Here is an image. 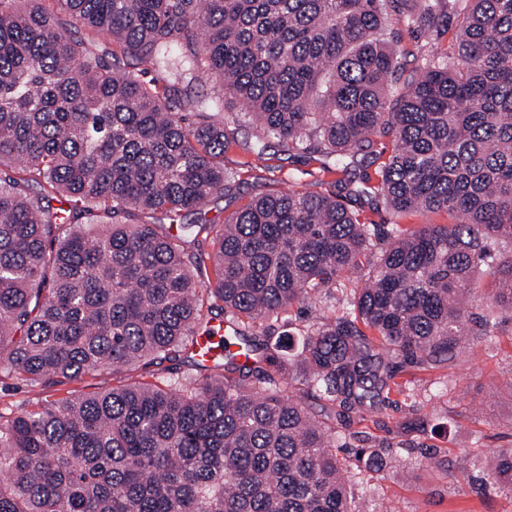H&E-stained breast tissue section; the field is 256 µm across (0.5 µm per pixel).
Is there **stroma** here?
<instances>
[{"label":"stroma","mask_w":512,"mask_h":512,"mask_svg":"<svg viewBox=\"0 0 512 512\" xmlns=\"http://www.w3.org/2000/svg\"><path fill=\"white\" fill-rule=\"evenodd\" d=\"M74 39L91 45L108 63L140 73L146 82L157 73L126 56L119 44L95 36L83 27H72L61 16ZM456 20L432 29L400 28V47L405 72H412L423 57L454 50ZM255 126L233 125L224 151L225 168L238 174L235 194L215 196L205 208L209 223L222 224L255 193L294 189L331 193L337 175L326 170L321 156L285 152L274 146L266 166L251 167L247 149ZM496 336L477 343L451 366L400 369L398 390L381 411L351 422L345 431L351 448L347 465H354L353 449L387 445L392 449L387 472L361 473L363 486L371 492L365 505L372 512H512V498L495 490L479 492L463 479L451 478L458 456L488 461L493 450L512 446V314L501 313ZM124 377L111 371L85 375L64 385H31L13 378L0 379V415L10 417L23 410H38L53 401L90 392L111 390ZM416 401L425 423L423 433H409L403 423L409 418V401Z\"/></svg>","instance_id":"obj_1"}]
</instances>
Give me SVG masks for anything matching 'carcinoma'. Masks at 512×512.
<instances>
[{
  "label": "carcinoma",
  "mask_w": 512,
  "mask_h": 512,
  "mask_svg": "<svg viewBox=\"0 0 512 512\" xmlns=\"http://www.w3.org/2000/svg\"><path fill=\"white\" fill-rule=\"evenodd\" d=\"M55 2L168 87L205 74L220 90L183 112L67 36L41 0H0V375L192 372L0 421V512H360L339 427L382 409L399 368L454 363L495 335V308L512 310V0ZM451 14L456 54L425 59L394 95L393 21ZM245 119L255 160L273 139L318 152L337 191L259 193L207 223L206 202L236 183L225 126ZM382 135L394 149L378 165ZM365 160L376 179L354 176ZM63 196L75 205L62 216ZM348 196L450 222L368 224ZM133 210L169 224H129ZM202 233L212 253L188 252ZM490 262L488 293L477 274ZM345 276L363 288L288 353L275 323ZM217 305L237 343L208 369L195 347ZM480 481L512 494V448Z\"/></svg>",
  "instance_id": "1"
}]
</instances>
